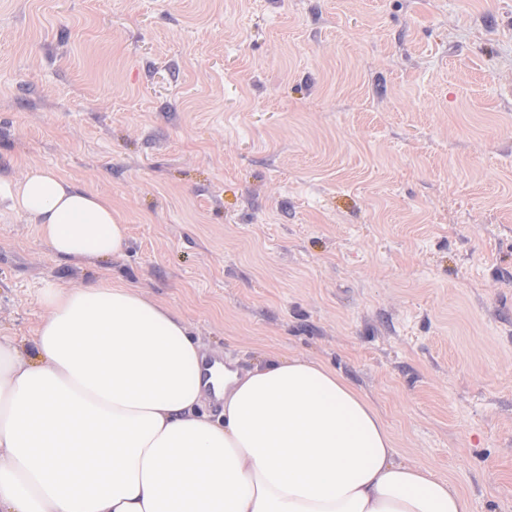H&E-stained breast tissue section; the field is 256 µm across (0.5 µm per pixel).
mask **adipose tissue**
Instances as JSON below:
<instances>
[{
  "instance_id": "obj_1",
  "label": "adipose tissue",
  "mask_w": 512,
  "mask_h": 512,
  "mask_svg": "<svg viewBox=\"0 0 512 512\" xmlns=\"http://www.w3.org/2000/svg\"><path fill=\"white\" fill-rule=\"evenodd\" d=\"M0 206L65 259L127 244L110 200L52 170L0 182ZM41 302L32 349L0 340V512H470L317 360L209 375L184 320L125 284L51 285Z\"/></svg>"
}]
</instances>
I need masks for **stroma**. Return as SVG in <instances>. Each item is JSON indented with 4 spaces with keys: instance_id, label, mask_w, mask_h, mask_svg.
Here are the masks:
<instances>
[{
    "instance_id": "obj_1",
    "label": "stroma",
    "mask_w": 512,
    "mask_h": 512,
    "mask_svg": "<svg viewBox=\"0 0 512 512\" xmlns=\"http://www.w3.org/2000/svg\"><path fill=\"white\" fill-rule=\"evenodd\" d=\"M33 168L127 246L0 208L1 338L109 277L240 370L323 362L512 512V0H0V180ZM0 206L41 224L43 238L61 258L106 259L127 244V225L112 211V202L73 188L53 170L30 169L19 181L0 182Z\"/></svg>"
}]
</instances>
